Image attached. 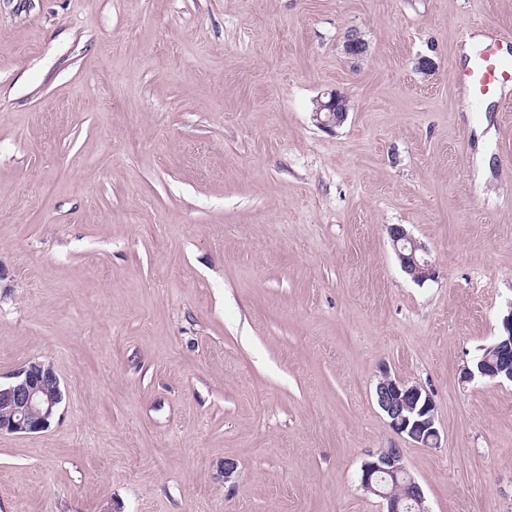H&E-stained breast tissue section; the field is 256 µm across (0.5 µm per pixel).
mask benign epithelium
Wrapping results in <instances>:
<instances>
[{
	"label": "benign epithelium",
	"mask_w": 512,
	"mask_h": 512,
	"mask_svg": "<svg viewBox=\"0 0 512 512\" xmlns=\"http://www.w3.org/2000/svg\"><path fill=\"white\" fill-rule=\"evenodd\" d=\"M343 49L346 55L358 59L366 50V42L353 30L347 34ZM348 104L344 95L334 91L328 100H316L313 119L324 128L339 126L348 117ZM389 234L406 275L418 284L435 277V267L424 245L400 225L391 227ZM503 329L506 336L495 338L477 361V369L466 372L467 378L478 374L489 380L512 382V313L504 318ZM374 399L398 436L419 447L439 445L436 407L421 386L385 371L376 383ZM62 401L61 382L53 367L41 361L29 362L12 382L0 385V433L29 435L47 431ZM360 483L364 490L386 501L387 512H427L422 487L407 472L400 448H383L369 454L361 467Z\"/></svg>",
	"instance_id": "obj_1"
}]
</instances>
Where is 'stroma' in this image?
Instances as JSON below:
<instances>
[{
  "instance_id": "35a3bbf8",
  "label": "stroma",
  "mask_w": 512,
  "mask_h": 512,
  "mask_svg": "<svg viewBox=\"0 0 512 512\" xmlns=\"http://www.w3.org/2000/svg\"><path fill=\"white\" fill-rule=\"evenodd\" d=\"M494 35L512 0H0V384L64 392L0 433V512H385L394 446L429 512H512V383L463 377L512 310V85L452 79ZM348 104V99L340 92H331L328 100H316L313 119L324 128L340 126L348 117ZM389 234L400 266L406 275L418 284L435 277V267L424 245L400 225L391 227ZM62 401L61 382L53 367L30 361L12 382L0 384V433L29 435L47 431ZM374 399L398 436L419 447L439 445L436 407L421 386L391 377L385 371L376 383ZM368 456L361 467L360 483L386 501V512H427L422 487L403 464L402 448H382Z\"/></svg>"
}]
</instances>
